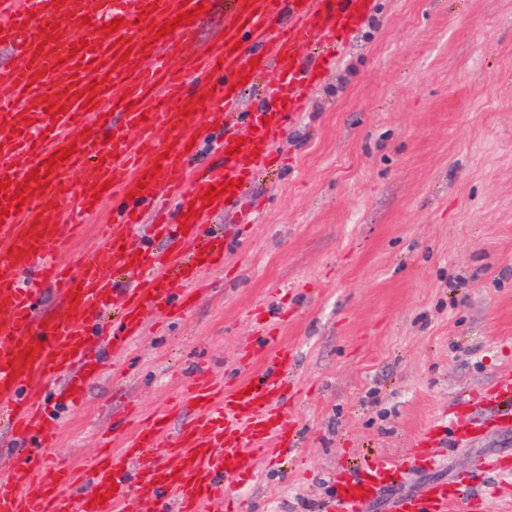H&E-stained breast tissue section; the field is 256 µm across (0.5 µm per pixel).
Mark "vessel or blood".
Wrapping results in <instances>:
<instances>
[{
    "instance_id": "vessel-or-blood-1",
    "label": "vessel or blood",
    "mask_w": 512,
    "mask_h": 512,
    "mask_svg": "<svg viewBox=\"0 0 512 512\" xmlns=\"http://www.w3.org/2000/svg\"><path fill=\"white\" fill-rule=\"evenodd\" d=\"M216 3L0 0V43L13 58L0 69V420L18 451L0 477V512H230L227 492L252 479L254 453L271 442L293 444L282 424L292 352L272 331L224 379L197 373L181 402L134 419L123 448L79 470L42 465L58 439L50 386L65 383L61 399L77 405L104 373L92 340L110 305L118 307V328L108 344L118 356L142 334L147 315H182L208 287V273L224 265V240L204 236L207 220L247 208L255 172L273 162L288 118L320 81V60L302 57L301 44L331 39L328 58L338 60L372 8V0H227L222 32L202 49L189 48L193 20L157 36L164 22L200 4L213 12ZM117 19L121 27L108 31ZM271 69L262 107L239 132L237 83ZM201 84L210 96H200ZM50 105L59 115L47 113ZM220 117L224 137L215 149L223 163L190 170L188 143ZM66 147L69 160L48 166ZM231 180L235 188L206 204L208 188ZM103 200L112 203V221L98 247L67 261L79 231L72 216L95 214ZM174 277L186 293L174 294ZM48 294L55 310L41 306ZM258 356L268 366L256 372ZM488 397L500 408L499 425L512 428L511 368ZM191 404L195 416L172 427ZM404 472L399 459L371 456L338 479L330 512H365ZM458 496L433 485L391 500L388 512H449Z\"/></svg>"
}]
</instances>
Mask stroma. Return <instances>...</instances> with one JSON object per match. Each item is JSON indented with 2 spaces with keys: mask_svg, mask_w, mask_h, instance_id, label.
I'll return each mask as SVG.
<instances>
[{
  "mask_svg": "<svg viewBox=\"0 0 512 512\" xmlns=\"http://www.w3.org/2000/svg\"><path fill=\"white\" fill-rule=\"evenodd\" d=\"M253 182L252 211L219 216L224 267L181 317H148L77 408L52 403L47 460L88 465L129 408L155 412L190 375L221 376L273 327L293 352L286 425L302 441L255 458L239 512H321L335 474L433 442L367 512L435 484L467 485L477 512H512V429L470 402L512 367V0H373L339 61Z\"/></svg>",
  "mask_w": 512,
  "mask_h": 512,
  "instance_id": "obj_1",
  "label": "stroma"
}]
</instances>
